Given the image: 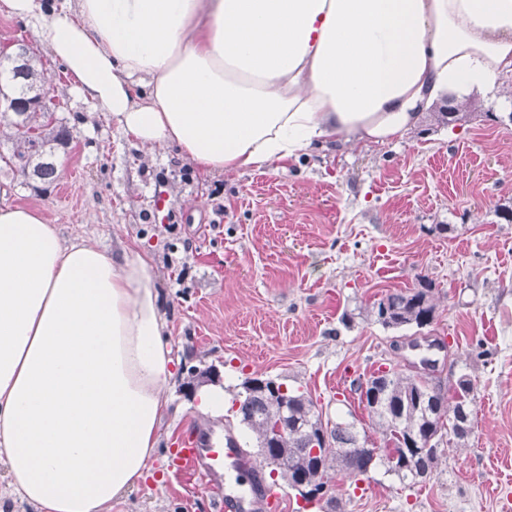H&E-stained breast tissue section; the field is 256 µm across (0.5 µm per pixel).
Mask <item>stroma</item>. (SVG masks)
I'll list each match as a JSON object with an SVG mask.
<instances>
[{
	"mask_svg": "<svg viewBox=\"0 0 512 512\" xmlns=\"http://www.w3.org/2000/svg\"><path fill=\"white\" fill-rule=\"evenodd\" d=\"M26 44L54 88L55 116L73 133L53 182L19 185L0 127V206L32 205L66 240L113 253L150 251L179 359L162 419L154 477L112 512H207L208 500L173 479L168 460L190 427H228L202 413L192 370L213 369L225 398L249 377L310 394L324 418L380 435L357 382L384 361L434 382L468 376L475 425L441 448L414 486L376 465L335 476L342 512H502L512 502V82L470 98L474 114L450 125L422 119L387 144L315 148L243 174H205L177 147L148 152L78 96L71 77L25 20L0 12V46ZM452 225L449 233L439 232ZM433 281L432 324L400 331L366 314L387 292ZM445 349L411 350L412 339Z\"/></svg>",
	"mask_w": 512,
	"mask_h": 512,
	"instance_id": "35a3bbf8",
	"label": "stroma"
}]
</instances>
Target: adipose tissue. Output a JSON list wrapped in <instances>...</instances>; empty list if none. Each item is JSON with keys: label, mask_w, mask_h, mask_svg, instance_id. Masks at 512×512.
Wrapping results in <instances>:
<instances>
[{"label": "adipose tissue", "mask_w": 512, "mask_h": 512, "mask_svg": "<svg viewBox=\"0 0 512 512\" xmlns=\"http://www.w3.org/2000/svg\"><path fill=\"white\" fill-rule=\"evenodd\" d=\"M143 148L208 173L405 137L512 76V0H0ZM177 370L148 251L0 207V464L37 512L149 475Z\"/></svg>", "instance_id": "1"}]
</instances>
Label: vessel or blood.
I'll use <instances>...</instances> for the list:
<instances>
[{
    "label": "vessel or blood",
    "instance_id": "obj_1",
    "mask_svg": "<svg viewBox=\"0 0 512 512\" xmlns=\"http://www.w3.org/2000/svg\"><path fill=\"white\" fill-rule=\"evenodd\" d=\"M170 459L175 478L206 491L211 512H274L281 492L243 454L232 432L215 426L186 432Z\"/></svg>",
    "mask_w": 512,
    "mask_h": 512
}]
</instances>
